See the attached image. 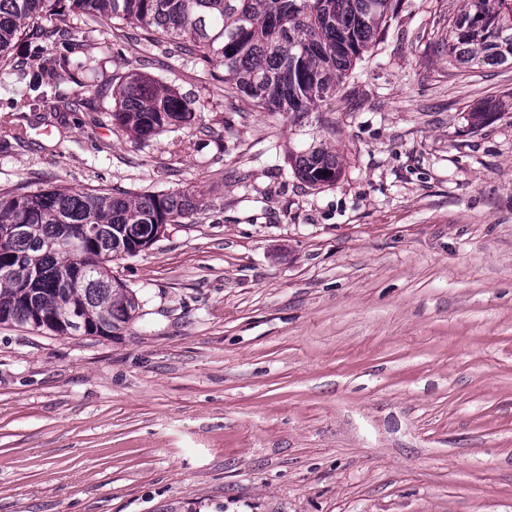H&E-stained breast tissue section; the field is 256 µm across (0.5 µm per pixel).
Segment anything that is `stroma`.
Masks as SVG:
<instances>
[{"mask_svg":"<svg viewBox=\"0 0 512 512\" xmlns=\"http://www.w3.org/2000/svg\"><path fill=\"white\" fill-rule=\"evenodd\" d=\"M463 0H401L322 111L224 102V68L90 25L0 74V189L190 188L207 211L112 272L122 336L0 325V512H512V68L448 64ZM160 76L204 110L147 143L112 91ZM77 95L79 109L62 106ZM482 102L497 112L479 128ZM324 144L336 184L288 157ZM42 59V60H41ZM41 60L42 62L39 63L40 65V74H41V78H43L44 75L48 74L50 76V74H52L55 70V68L58 67H61V68H66V67H72V68H75L77 70H81V71H85L89 68L90 64H91V58L88 57V59H82V58H71L70 56H51V57H47V58H44V56L42 55L41 58L39 59ZM88 60H90V63L88 62ZM88 63V64H87Z\"/></svg>","mask_w":512,"mask_h":512,"instance_id":"obj_1","label":"stroma"}]
</instances>
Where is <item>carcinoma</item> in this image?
Wrapping results in <instances>:
<instances>
[{
  "label": "carcinoma",
  "mask_w": 512,
  "mask_h": 512,
  "mask_svg": "<svg viewBox=\"0 0 512 512\" xmlns=\"http://www.w3.org/2000/svg\"><path fill=\"white\" fill-rule=\"evenodd\" d=\"M394 0H0V71L30 33L47 39L88 22L141 30L140 42L169 41L176 51L224 66V100L262 112H317L336 95L357 61L373 51L394 17ZM52 30L35 29L43 19ZM452 66H512V0H464L448 26ZM85 71L88 60L42 59ZM195 103L161 79L132 74L115 91L112 121L148 141L191 120ZM23 128L0 120V142L23 139ZM305 182L332 185L336 153L315 147L292 159ZM189 190L114 193L66 186L0 192V229L23 232L0 243V324L29 326L49 336L118 337L139 316L137 294L112 275V262L138 255L139 230L179 224L204 211Z\"/></svg>",
  "instance_id": "1"
}]
</instances>
